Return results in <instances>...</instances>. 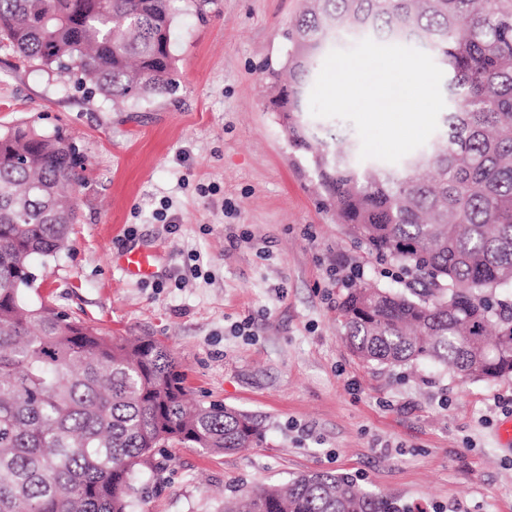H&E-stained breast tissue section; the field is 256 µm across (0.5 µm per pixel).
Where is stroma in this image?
<instances>
[{
    "mask_svg": "<svg viewBox=\"0 0 512 512\" xmlns=\"http://www.w3.org/2000/svg\"><path fill=\"white\" fill-rule=\"evenodd\" d=\"M177 87L121 109L83 100L0 51V130L62 129L86 158L79 220L36 263L49 299L115 336L171 349L196 404L255 415L261 447L170 448L135 479L132 512H222L225 497L312 471L352 478L424 512H512V376L467 379L421 361L367 363L345 339L347 289L406 290L400 259H377L336 221L311 155L285 133L269 69L301 0L176 4ZM178 223L157 219L161 206ZM156 249L155 275L119 256Z\"/></svg>",
    "mask_w": 512,
    "mask_h": 512,
    "instance_id": "obj_1",
    "label": "stroma"
}]
</instances>
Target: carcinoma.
Here are the masks:
<instances>
[{
  "mask_svg": "<svg viewBox=\"0 0 512 512\" xmlns=\"http://www.w3.org/2000/svg\"><path fill=\"white\" fill-rule=\"evenodd\" d=\"M176 0H0V50L120 108L172 90ZM409 44L444 67L448 107L428 148L397 168L359 166L351 134L305 123L307 89L341 41ZM282 123L342 224L403 260L412 288L359 286L340 306L367 363L433 361L464 377L512 374V0H304L288 31ZM85 161L59 129L0 132V512H130L133 480L160 448L259 447L257 417L186 407L185 375L150 336H113L42 300L33 262L66 249L63 194ZM224 512H405L329 472L225 498Z\"/></svg>",
  "mask_w": 512,
  "mask_h": 512,
  "instance_id": "obj_1",
  "label": "carcinoma"
}]
</instances>
